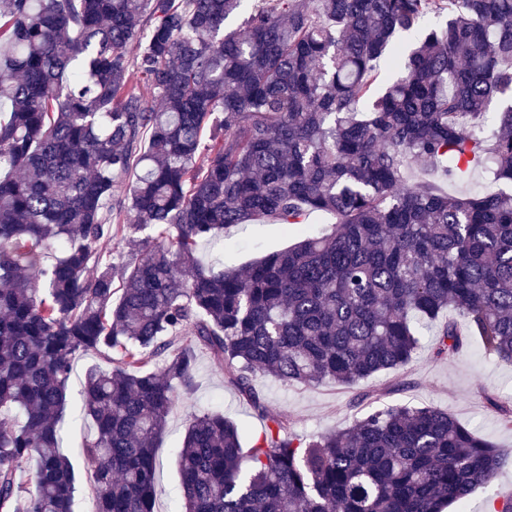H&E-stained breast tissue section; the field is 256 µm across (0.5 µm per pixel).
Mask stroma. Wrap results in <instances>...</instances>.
Returning a JSON list of instances; mask_svg holds the SVG:
<instances>
[{
  "instance_id": "1",
  "label": "stroma",
  "mask_w": 512,
  "mask_h": 512,
  "mask_svg": "<svg viewBox=\"0 0 512 512\" xmlns=\"http://www.w3.org/2000/svg\"><path fill=\"white\" fill-rule=\"evenodd\" d=\"M293 242V236L285 234L280 225L257 221L229 229L218 243L204 245L200 255L207 263L237 268ZM98 363V357L92 354L78 357L68 382L67 408L60 422L61 446L75 458L80 457L84 437L93 429L92 421L83 415L81 391L86 371ZM195 381L193 395L176 403L157 443V512H173L176 505V450L193 414L207 409L224 413L250 436L265 426L253 408L225 383L223 370L203 351L197 355ZM256 386L269 408L290 416L295 433L307 438L349 427L356 418L375 409L406 404L447 411L488 442L512 450V429L503 425L497 411L501 405L512 407V364L485 354L473 341L459 353L443 357L435 356L430 346H423L405 368L352 387L330 382L285 387L262 376L257 378Z\"/></svg>"
}]
</instances>
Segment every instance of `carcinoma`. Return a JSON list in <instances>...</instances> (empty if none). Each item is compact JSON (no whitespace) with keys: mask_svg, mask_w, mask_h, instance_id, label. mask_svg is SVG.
I'll use <instances>...</instances> for the list:
<instances>
[{"mask_svg":"<svg viewBox=\"0 0 512 512\" xmlns=\"http://www.w3.org/2000/svg\"><path fill=\"white\" fill-rule=\"evenodd\" d=\"M248 2L0 0V412L21 414L0 416V512H74L59 422L78 354L111 362L84 381L93 512H155L156 442L200 348L267 425L194 415L174 512H445L508 458L433 406L304 439L253 380L399 370L447 311L465 328L444 322L434 354L475 336L512 362V191L409 172L512 183V104L481 134L512 93V0ZM315 213L335 222L312 233ZM261 220L298 241L201 262ZM117 237L121 264L100 248ZM445 187L449 191L462 193H481L489 188L510 190V184L503 182L495 183L493 175L482 168L475 170L464 182L452 185L447 183Z\"/></svg>","mask_w":512,"mask_h":512,"instance_id":"carcinoma-1","label":"carcinoma"}]
</instances>
